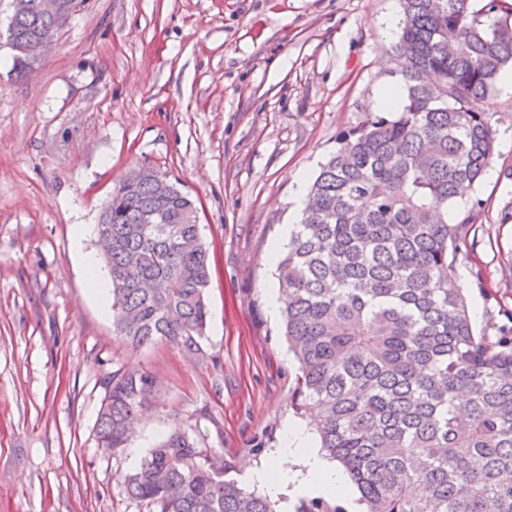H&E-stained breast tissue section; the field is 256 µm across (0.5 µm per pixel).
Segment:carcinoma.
I'll return each instance as SVG.
<instances>
[{
    "mask_svg": "<svg viewBox=\"0 0 512 512\" xmlns=\"http://www.w3.org/2000/svg\"><path fill=\"white\" fill-rule=\"evenodd\" d=\"M14 0L12 45L55 36L71 16ZM394 48L396 112L343 131L313 180L277 262L293 407L317 413L320 448L340 463L366 512H512V335L475 333L455 261L477 214L448 204L480 181L497 130L483 110L512 63V10L501 0H402ZM137 167L112 192L97 232L111 282L113 334L139 349L165 342L195 362L209 309L197 207ZM160 396L141 369H118L97 417L99 445L121 452ZM221 450L174 422L124 477L148 512H274L269 497L217 473Z\"/></svg>",
    "mask_w": 512,
    "mask_h": 512,
    "instance_id": "cac0c4a2",
    "label": "carcinoma"
}]
</instances>
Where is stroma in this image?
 <instances>
[{"label": "stroma", "mask_w": 512, "mask_h": 512, "mask_svg": "<svg viewBox=\"0 0 512 512\" xmlns=\"http://www.w3.org/2000/svg\"><path fill=\"white\" fill-rule=\"evenodd\" d=\"M12 12L0 0V512H146L123 477L176 421L246 484L302 420L298 364L267 301L297 221L293 176L314 179L395 83L384 20L401 0H86L23 76ZM484 108L493 174L448 220L480 208L456 280L494 337L512 327V92L495 85ZM142 164L199 209L203 363L162 342L127 347L97 299L106 269L82 266L113 188ZM136 367L163 396L115 455L97 444L98 411L113 371Z\"/></svg>", "instance_id": "1"}]
</instances>
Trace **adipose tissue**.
I'll list each match as a JSON object with an SVG mask.
<instances>
[{"instance_id": "ef3b65f1", "label": "adipose tissue", "mask_w": 512, "mask_h": 512, "mask_svg": "<svg viewBox=\"0 0 512 512\" xmlns=\"http://www.w3.org/2000/svg\"><path fill=\"white\" fill-rule=\"evenodd\" d=\"M247 476L275 499L286 493L298 498L336 496L343 498L346 512H358L343 473L311 446L301 425L289 426L284 447L275 452L274 466L248 469Z\"/></svg>"}]
</instances>
